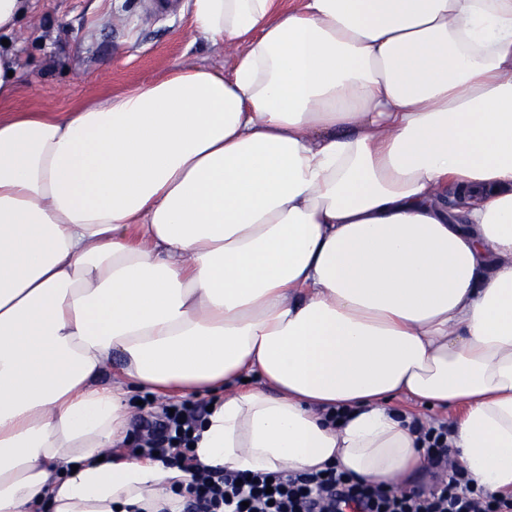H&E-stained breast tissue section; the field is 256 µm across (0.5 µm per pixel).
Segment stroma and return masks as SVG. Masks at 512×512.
Wrapping results in <instances>:
<instances>
[{
	"label": "stroma",
	"instance_id": "35a3bbf8",
	"mask_svg": "<svg viewBox=\"0 0 512 512\" xmlns=\"http://www.w3.org/2000/svg\"><path fill=\"white\" fill-rule=\"evenodd\" d=\"M12 44L22 61L17 106L59 112L157 79L177 61L225 71L237 53L194 32L190 0L165 14L152 0H36Z\"/></svg>",
	"mask_w": 512,
	"mask_h": 512
}]
</instances>
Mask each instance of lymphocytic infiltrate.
<instances>
[{"label": "lymphocytic infiltrate", "instance_id": "1", "mask_svg": "<svg viewBox=\"0 0 512 512\" xmlns=\"http://www.w3.org/2000/svg\"><path fill=\"white\" fill-rule=\"evenodd\" d=\"M205 404L178 402L147 420L146 435L132 443L142 457L189 471L192 481L180 512H512L511 496H487L466 471L448 463L447 424L420 428L433 480L425 489L397 491L368 484L330 467L317 473L282 471L246 475L196 463L190 454Z\"/></svg>", "mask_w": 512, "mask_h": 512}]
</instances>
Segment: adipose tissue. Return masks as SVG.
Wrapping results in <instances>:
<instances>
[{
    "instance_id": "obj_1",
    "label": "adipose tissue",
    "mask_w": 512,
    "mask_h": 512,
    "mask_svg": "<svg viewBox=\"0 0 512 512\" xmlns=\"http://www.w3.org/2000/svg\"><path fill=\"white\" fill-rule=\"evenodd\" d=\"M0 0V512H161L134 394L214 395L241 473L426 467L399 395L512 494V0H192L229 72L173 63L15 107ZM344 407L333 420L328 410Z\"/></svg>"
}]
</instances>
